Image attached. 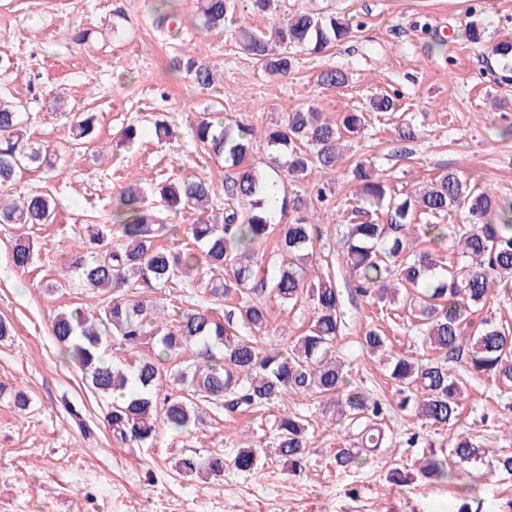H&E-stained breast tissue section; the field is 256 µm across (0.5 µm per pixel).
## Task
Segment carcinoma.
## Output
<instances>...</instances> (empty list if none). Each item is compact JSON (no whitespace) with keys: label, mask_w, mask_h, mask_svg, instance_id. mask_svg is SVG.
I'll return each instance as SVG.
<instances>
[{"label":"carcinoma","mask_w":512,"mask_h":512,"mask_svg":"<svg viewBox=\"0 0 512 512\" xmlns=\"http://www.w3.org/2000/svg\"><path fill=\"white\" fill-rule=\"evenodd\" d=\"M174 0H156L159 30L170 28ZM235 9L234 0H198L195 26L203 31L224 27ZM352 25L335 17L301 11L272 27L271 33L242 30L240 45L271 76L291 69L288 56L273 43L322 53L348 38ZM503 66L512 69V40L492 48ZM183 71L201 88L213 84L210 64L200 54L172 62L170 72ZM321 84L339 87L348 82L340 69L319 76ZM95 116L74 115L75 139L92 137ZM367 113L354 109L331 121L315 109L288 113L281 125L265 131L273 151L271 164L294 181L313 172L332 170L343 159L342 142L361 133ZM19 106L0 101V187L32 167L48 161L49 150L31 140ZM254 127L200 117L195 139L208 155L236 169L224 184V197L246 203L239 210L227 203L222 220L210 222L207 212L218 198L213 182L185 176L146 188L130 187L113 202L112 223L103 224L78 241L71 257L74 278L85 290L106 294L95 315L79 308L61 313L52 322V335L66 359L85 375L96 393L113 398L105 420L112 437L129 448L150 446L157 437V415L174 433H190L201 421L202 406L245 412L280 402L288 392H311L336 407V424L356 432V442L338 448L339 470L361 467L369 455L387 448V408L380 399L352 386L346 364L337 356L336 342L346 323L341 290L331 274L308 278L309 249L317 228L301 214L303 201L287 199L278 190H263L264 179L250 165ZM356 197L362 206L355 216L370 212L374 221L351 222L340 231L338 255L352 273L353 292L374 304L407 310L422 345L439 353L422 362L394 353L387 336L374 326L361 333V346L387 366L400 395L398 408L434 425L459 422L468 380L494 379L512 386V328L492 317L473 316L499 289L512 292V199L478 191L464 178L448 172L424 188L398 193L372 169L358 162L352 169ZM172 214L196 212L188 225V241L177 251L161 244L179 240L181 226L157 220L158 207ZM56 202L46 193L20 201L0 197V224H50ZM458 210L463 223L440 224L436 219ZM280 229H275V226ZM285 259L271 278H260L256 249L274 231ZM120 238L118 246L98 252L104 238ZM450 241L444 259L415 245L416 238ZM33 243L18 239L11 260L19 270L32 264ZM184 281L209 296V304L182 311L178 318L161 317L148 297ZM294 308L299 300L312 305L307 331L283 349H271L261 333L268 329L267 299ZM148 348L135 364L122 367L106 359L110 344ZM193 348V358L169 374L178 393L160 396L164 365ZM462 362L466 377L448 372V363ZM308 421L284 412L272 425L275 454L292 472L307 459ZM255 448L238 451L231 460L241 472L257 469ZM488 449L458 436L449 451L430 450L419 469L426 482L450 483L461 478L453 465L480 459ZM224 456L205 460L190 455L177 461L185 475L224 472Z\"/></svg>","instance_id":"carcinoma-1"}]
</instances>
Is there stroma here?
I'll list each match as a JSON object with an SVG mask.
<instances>
[{
    "mask_svg": "<svg viewBox=\"0 0 512 512\" xmlns=\"http://www.w3.org/2000/svg\"><path fill=\"white\" fill-rule=\"evenodd\" d=\"M183 17L169 36H160L153 0H0V99L21 101L32 140L59 153L57 167H42L9 187L12 198L35 191L57 204L54 223L29 228L36 244L27 271L11 262L16 226L0 225V319L9 336L0 338V512H452L458 495L448 484L419 480L397 484L388 473H413L430 446H449L455 434L493 452H512L507 396L492 380H473L454 428L392 413V447L355 471L339 472L332 460L351 438L332 417L322 397L292 392L282 407L224 414L212 409L191 434L159 431L149 447L115 442L104 420L107 407L68 362L51 333L53 318L75 307L97 310V295L77 285H61L59 274L74 239L87 222L110 212L128 186L197 175L222 184L232 174L208 158L193 141L191 127L203 113H223L225 121L264 130L288 112L314 108L329 119L358 109L368 126L345 148L336 169L285 183L287 195L306 196L303 210L319 230L308 272L332 271L342 292L347 329L338 351L355 385L396 402V385L384 368L363 354L360 334L378 325L391 348L418 360L429 358L410 323L394 321L350 291L351 276L339 266L332 213L349 218L356 206L351 169L372 165L402 193L430 183L448 171L512 198V141L494 136L493 127H512V80L500 81V65L484 47L471 43V23L484 26L491 40L512 37V0H279L275 14L254 13L250 0H236L223 29L200 34L194 25L197 0H175ZM313 9L351 21V37L327 52L290 51L288 75L272 77L240 49V28L267 31L281 15ZM96 30L95 41H74L75 31ZM201 50L215 82L199 88L187 74L168 70L171 60ZM328 68L345 71L346 86L320 83ZM396 96L395 111L376 114L370 101ZM95 114L93 139L74 140L72 114ZM168 120L173 138L157 141L153 119ZM413 123L417 141L404 144L398 127ZM142 128L136 143L123 130ZM326 185L325 202L309 196L311 184ZM310 318L309 304L273 308L268 341L285 347ZM29 400L14 402L16 390ZM306 416L310 454L303 471L291 474L276 457L259 459L258 471L225 468L223 475L182 476L176 461L185 455L214 453L234 457L244 447H270L272 424L280 409ZM482 475L475 502L479 512H503L512 501V474L491 462L470 463Z\"/></svg>",
    "mask_w": 512,
    "mask_h": 512,
    "instance_id": "35a3bbf8",
    "label": "stroma"
}]
</instances>
